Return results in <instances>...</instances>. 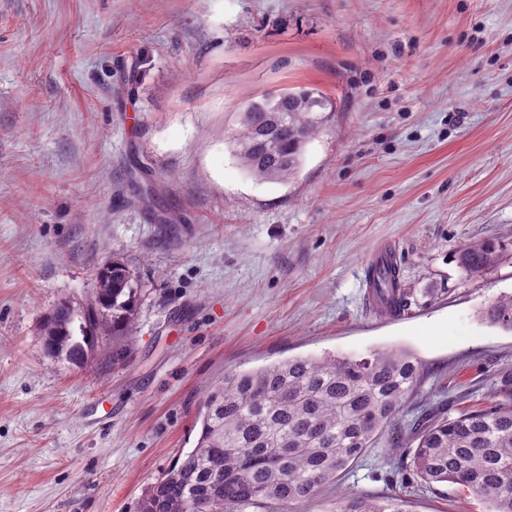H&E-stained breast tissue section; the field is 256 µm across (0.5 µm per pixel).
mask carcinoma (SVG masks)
<instances>
[{
    "label": "carcinoma",
    "mask_w": 512,
    "mask_h": 512,
    "mask_svg": "<svg viewBox=\"0 0 512 512\" xmlns=\"http://www.w3.org/2000/svg\"><path fill=\"white\" fill-rule=\"evenodd\" d=\"M327 97L316 88L289 89L248 103L240 111L235 150L242 166L263 181H289L299 172L307 142L323 124ZM272 136L260 141L258 129ZM501 247L493 239L466 244L461 266L471 274L492 267ZM377 301L385 310L408 305L397 267L376 273ZM111 318L104 317V312ZM134 287L121 263L96 275L95 306L84 316L83 336L70 324V306L56 305L43 323V342L53 357L86 363L99 332L112 335V358L125 353L133 334ZM512 331V295L482 312ZM421 364L403 349L366 356L293 357L229 374L209 386L194 448L149 485L133 512H301L323 489L336 487L386 427L393 425L419 380ZM391 451L423 484L450 483L488 504L487 512H512V402L463 411L435 408L414 422L410 436ZM409 481L382 498L342 496L337 512H405Z\"/></svg>",
    "instance_id": "1"
}]
</instances>
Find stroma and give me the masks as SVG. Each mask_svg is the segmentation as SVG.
Listing matches in <instances>:
<instances>
[{
  "label": "stroma",
  "mask_w": 512,
  "mask_h": 512,
  "mask_svg": "<svg viewBox=\"0 0 512 512\" xmlns=\"http://www.w3.org/2000/svg\"><path fill=\"white\" fill-rule=\"evenodd\" d=\"M332 104L298 175L234 153L239 108L286 88ZM496 239L478 275L467 242ZM394 246L408 308L366 303ZM123 262V360L48 355L97 268ZM512 0H0V512H132L196 442L209 383L294 356L405 349L424 376L396 425L304 512L390 494V447L439 404L501 400L512 332ZM407 512H484L452 484ZM501 247L493 239L466 244L459 250V262L470 274H478L492 267L498 260ZM482 316L491 324L512 331V295L497 298L483 310Z\"/></svg>",
  "instance_id": "stroma-1"
}]
</instances>
